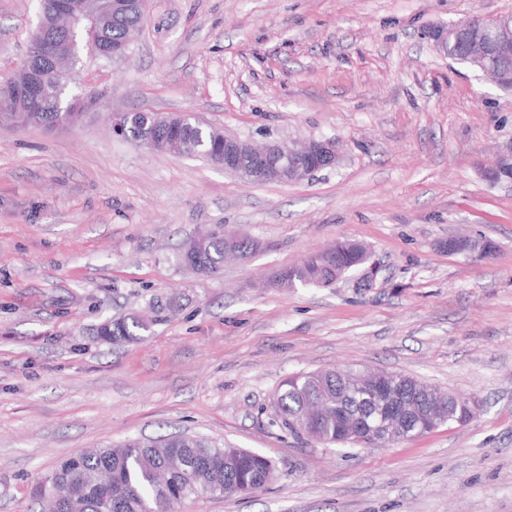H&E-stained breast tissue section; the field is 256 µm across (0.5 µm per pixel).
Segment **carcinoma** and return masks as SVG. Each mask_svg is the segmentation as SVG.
<instances>
[{
    "mask_svg": "<svg viewBox=\"0 0 512 512\" xmlns=\"http://www.w3.org/2000/svg\"><path fill=\"white\" fill-rule=\"evenodd\" d=\"M43 26L39 37L31 46L21 68L8 82L24 81L30 72H47L51 61L39 57L40 44L48 38L55 40L62 55L78 63L82 52L76 49L82 33L93 25L91 17L82 18L71 31H58L54 27L55 0H42ZM143 16L131 5L120 7L98 27V36L111 46L127 42L134 37ZM471 41L458 39L448 52V58L471 65ZM80 102L83 93L69 87L65 93L53 95L40 103L26 99H13L14 104L27 111L29 125L47 129L64 125V109L70 101ZM168 137H183L192 150L185 154H198L214 146H224V131L216 126L198 131L192 127L173 129ZM228 258L224 235L212 230L188 239L180 253L183 267L200 274L218 273ZM370 262L367 248L354 241L328 248L304 257L299 263L279 272L274 283L279 288L297 286L331 287L336 277ZM155 317L148 320L136 312L119 318H110L96 327L101 340L112 343L138 342L145 339L153 328L167 321L178 309L174 298L156 299L151 303ZM322 391H338L351 397L359 405L375 409L369 393L348 373L303 372L288 377L281 384L276 404L282 424L295 431L309 399ZM345 426L343 415L333 416L316 424L311 433L315 438L332 443ZM180 465L166 468L168 462ZM272 462L267 457L245 448H217L207 440L184 433H172L158 440L130 438L119 446L90 448L64 460L44 482L37 484L33 495L42 512H64L60 495L64 492L77 496L83 512H171V505L182 500L204 496H235L246 494L268 480Z\"/></svg>",
    "mask_w": 512,
    "mask_h": 512,
    "instance_id": "cac0c4a2",
    "label": "carcinoma"
}]
</instances>
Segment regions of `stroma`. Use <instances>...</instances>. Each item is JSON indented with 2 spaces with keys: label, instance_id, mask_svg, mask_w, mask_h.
<instances>
[{
  "label": "stroma",
  "instance_id": "35a3bbf8",
  "mask_svg": "<svg viewBox=\"0 0 512 512\" xmlns=\"http://www.w3.org/2000/svg\"><path fill=\"white\" fill-rule=\"evenodd\" d=\"M39 0H0V77ZM512 15V0H148L126 59L73 78L113 110L194 112L254 141L332 139L339 163L247 184L199 158L113 136L91 109L64 128H0V512L84 448L185 432L274 463L248 496L178 512H512V183L480 175L512 140V92L430 33ZM221 224L257 250L199 277L183 244ZM453 238L472 250L452 253ZM348 239L380 273L273 288ZM178 295L139 343L94 327ZM401 373L472 398L473 418L386 446L282 426L298 372Z\"/></svg>",
  "mask_w": 512,
  "mask_h": 512
}]
</instances>
